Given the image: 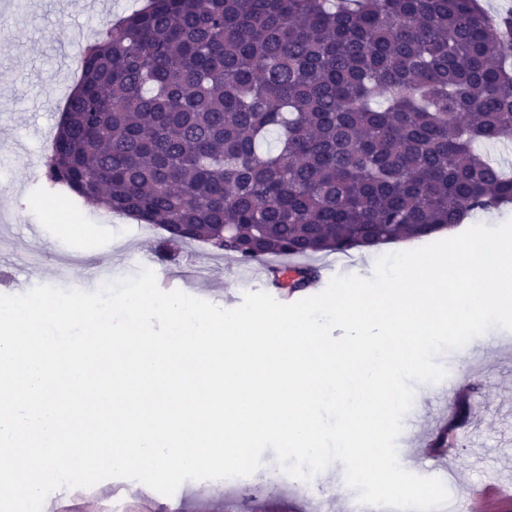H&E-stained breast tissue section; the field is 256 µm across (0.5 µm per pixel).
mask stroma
I'll list each match as a JSON object with an SVG mask.
<instances>
[{
	"label": "stroma",
	"mask_w": 512,
	"mask_h": 512,
	"mask_svg": "<svg viewBox=\"0 0 512 512\" xmlns=\"http://www.w3.org/2000/svg\"><path fill=\"white\" fill-rule=\"evenodd\" d=\"M35 12L14 21L0 32V266H9L23 290L53 282L60 256L70 259L69 288H84L90 273L111 265L113 279L126 277L132 256H149L160 231L136 221L109 214L77 200L69 204L85 230L62 232L47 223L48 206L43 185V131H55L60 111L79 73L60 66L65 57L82 56L100 23L131 13L140 0H87L75 9L72 0H34ZM190 250L208 277L185 278L182 289L218 307H236L248 280L239 278L227 257L196 242ZM469 378L476 384V405L468 409L459 436L458 450L447 479L450 496L487 477L512 481V353L485 356L476 346L467 359ZM458 351L444 353L447 371L458 370ZM420 408L422 419L413 425L405 442L409 465L431 470L434 458L421 449L433 431L458 413L457 402L441 397L440 383L425 386ZM291 476L281 484L267 483L255 475L252 485L222 495L221 485L182 483L176 496L162 495L145 484L110 478L90 488L53 492L46 503L50 512H305V497L281 493L292 485Z\"/></svg>",
	"instance_id": "stroma-1"
}]
</instances>
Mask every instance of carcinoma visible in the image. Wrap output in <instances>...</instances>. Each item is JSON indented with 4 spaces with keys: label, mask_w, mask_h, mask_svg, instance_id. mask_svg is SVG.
Masks as SVG:
<instances>
[{
    "label": "carcinoma",
    "mask_w": 512,
    "mask_h": 512,
    "mask_svg": "<svg viewBox=\"0 0 512 512\" xmlns=\"http://www.w3.org/2000/svg\"><path fill=\"white\" fill-rule=\"evenodd\" d=\"M509 45L478 0H147L88 45L45 189L241 264L418 238L512 204L479 150Z\"/></svg>",
    "instance_id": "carcinoma-1"
}]
</instances>
